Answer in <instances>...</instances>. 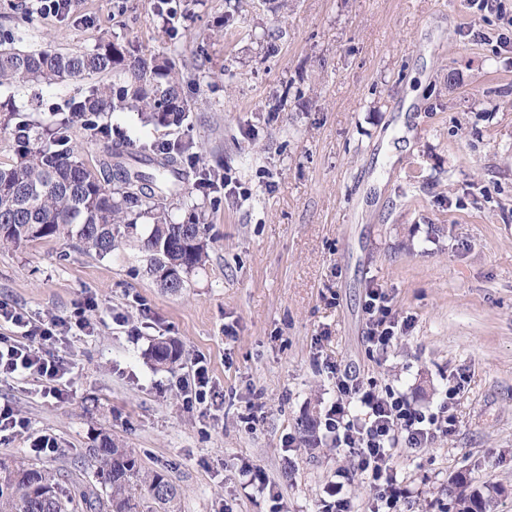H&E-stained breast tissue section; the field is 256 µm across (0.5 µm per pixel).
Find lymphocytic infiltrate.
Listing matches in <instances>:
<instances>
[{"instance_id": "1", "label": "lymphocytic infiltrate", "mask_w": 512, "mask_h": 512, "mask_svg": "<svg viewBox=\"0 0 512 512\" xmlns=\"http://www.w3.org/2000/svg\"><path fill=\"white\" fill-rule=\"evenodd\" d=\"M369 320V341L387 351L396 339L397 323L384 303L381 289L368 293L365 306ZM0 318L19 328V337L0 336V377H34L48 383L61 378L66 368L50 348L56 337V321L28 319L21 309L0 301ZM338 397L332 405L325 428L335 436L337 446L347 448L354 473L367 476L382 512H395L406 490L399 486L392 467L399 442L412 448L427 447L453 424L448 406L424 415L411 408L398 393L377 392L373 386L336 384Z\"/></svg>"}]
</instances>
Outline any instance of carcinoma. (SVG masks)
Masks as SVG:
<instances>
[{
  "label": "carcinoma",
  "mask_w": 512,
  "mask_h": 512,
  "mask_svg": "<svg viewBox=\"0 0 512 512\" xmlns=\"http://www.w3.org/2000/svg\"><path fill=\"white\" fill-rule=\"evenodd\" d=\"M15 32L0 33V87L53 86L77 78L99 81L77 92L64 105L65 115L49 133L28 120L11 101H0V126L11 128L16 161L0 165V244L58 238L75 239L81 250L105 257L118 239L137 234L138 220L150 221L143 240L150 272L171 264L189 275L208 257V225L190 214L172 219L174 201L190 193L184 154L190 146L158 145L136 152L114 148L92 168L70 146L71 125L79 121L94 140L110 139L103 119L113 112H138L155 126H180L191 106L173 63L136 44L101 43L86 51H28L15 47ZM181 357L173 339L151 345L148 359L170 367ZM95 482L75 484L60 493L62 474L25 461L0 460V512H139L134 487L146 488L162 505L173 502L177 488L157 472H141L132 451L106 433L90 449ZM46 496H33L32 488ZM507 488L486 485L457 491L452 512H487Z\"/></svg>",
  "instance_id": "obj_1"
}]
</instances>
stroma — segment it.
I'll list each match as a JSON object with an SVG mask.
<instances>
[{
    "label": "stroma",
    "mask_w": 512,
    "mask_h": 512,
    "mask_svg": "<svg viewBox=\"0 0 512 512\" xmlns=\"http://www.w3.org/2000/svg\"><path fill=\"white\" fill-rule=\"evenodd\" d=\"M156 5L71 0L46 18L36 0H0L20 48L133 37L169 58L188 121L117 112L112 139L192 143L212 180L172 211L210 226V258L176 294L132 238L104 258L72 239L0 248V299L36 319L82 306L90 324L53 347L72 367L61 398L30 377L0 380V404L28 422L0 437V458L89 481L107 432L178 489L168 507L144 499L146 512H319L349 465L320 426L343 368L426 413L460 388L448 435L394 453L411 491L400 512H448L459 480L512 487V41L498 43L496 16L468 0H239L228 25L224 0L172 16ZM87 84L11 94L46 127ZM375 285L410 323L385 354L366 339ZM159 337L181 344L176 367L147 360ZM200 360L212 402L191 408L179 383ZM46 438L54 451L38 452ZM246 463L272 492L247 484Z\"/></svg>",
    "instance_id": "obj_1"
}]
</instances>
